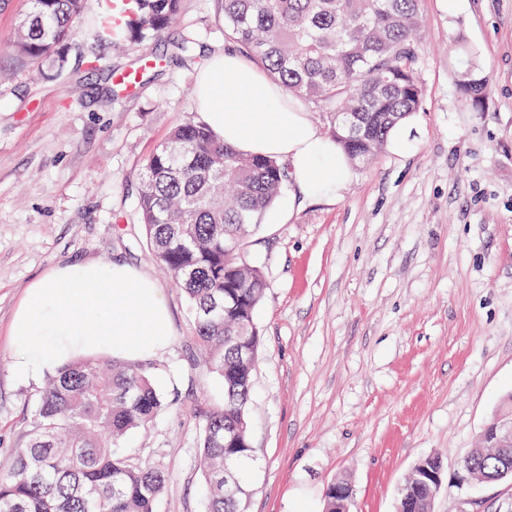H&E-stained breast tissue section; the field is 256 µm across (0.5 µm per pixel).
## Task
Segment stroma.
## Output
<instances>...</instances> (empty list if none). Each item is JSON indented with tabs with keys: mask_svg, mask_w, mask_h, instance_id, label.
Wrapping results in <instances>:
<instances>
[{
	"mask_svg": "<svg viewBox=\"0 0 512 512\" xmlns=\"http://www.w3.org/2000/svg\"><path fill=\"white\" fill-rule=\"evenodd\" d=\"M414 146L353 169L333 201L287 182L245 246L266 288L251 389L247 512H323L347 478L351 512H395L421 459L440 454L434 512H512V482L471 487L461 460L512 394V0H420ZM27 0H0V471L34 414L41 381L18 376L10 327L28 286L55 266H134L159 286L169 348L146 361L164 400L125 440L133 462L165 472L156 512H204L201 415L223 399L193 339L184 293L150 257L137 209L145 159L200 114L192 95L208 57L227 49L215 0H181L158 40L116 51L96 40L85 0L63 76L37 79L8 45ZM194 56L177 54L182 39ZM460 45L462 54L452 53ZM103 75H89L88 51ZM474 63L481 106L461 94ZM132 72L111 95L107 76Z\"/></svg>",
	"mask_w": 512,
	"mask_h": 512,
	"instance_id": "1",
	"label": "stroma"
}]
</instances>
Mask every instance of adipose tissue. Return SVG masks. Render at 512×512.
Wrapping results in <instances>:
<instances>
[{
  "label": "adipose tissue",
  "mask_w": 512,
  "mask_h": 512,
  "mask_svg": "<svg viewBox=\"0 0 512 512\" xmlns=\"http://www.w3.org/2000/svg\"><path fill=\"white\" fill-rule=\"evenodd\" d=\"M193 96L207 128L236 150L285 160L309 197L333 199L351 183L339 145L321 135L305 106L237 54L218 52ZM167 308L155 282L118 263L59 266L33 282L12 324L13 368L25 378L73 360L109 356L145 362L170 344Z\"/></svg>",
  "instance_id": "adipose-tissue-1"
}]
</instances>
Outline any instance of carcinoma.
I'll use <instances>...</instances> for the list:
<instances>
[{
    "label": "carcinoma",
    "mask_w": 512,
    "mask_h": 512,
    "mask_svg": "<svg viewBox=\"0 0 512 512\" xmlns=\"http://www.w3.org/2000/svg\"><path fill=\"white\" fill-rule=\"evenodd\" d=\"M84 0H30L11 53L62 73ZM224 37L257 61L301 102L328 114L330 134L362 164L382 152L390 131L416 111L421 83L413 62L422 27L420 0H217ZM181 0H137L117 35L122 45L157 36ZM464 95L477 102L484 82L460 72ZM288 163L243 154L201 121L178 126L145 160L138 208L154 258L184 292L205 363L224 382L223 403L203 415L199 469L207 512H245L251 460L249 402L257 359L244 364L227 338L253 355L261 345L255 313L266 288L245 253L288 179ZM163 399L139 364L83 359L46 376L24 446L0 473V512H154L167 476L117 453L148 423ZM495 448H477L461 466L491 472ZM234 467L238 482L224 484ZM413 471L397 512H420L426 492Z\"/></svg>",
    "instance_id": "carcinoma-1"
}]
</instances>
